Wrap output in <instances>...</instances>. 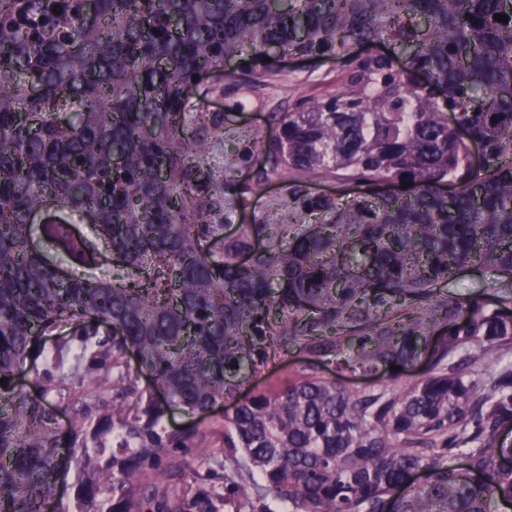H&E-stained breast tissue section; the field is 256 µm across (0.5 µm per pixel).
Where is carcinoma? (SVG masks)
I'll use <instances>...</instances> for the list:
<instances>
[{
  "instance_id": "obj_1",
  "label": "carcinoma",
  "mask_w": 512,
  "mask_h": 512,
  "mask_svg": "<svg viewBox=\"0 0 512 512\" xmlns=\"http://www.w3.org/2000/svg\"><path fill=\"white\" fill-rule=\"evenodd\" d=\"M378 42L397 53L350 52ZM273 49L341 58L349 85L272 115L248 189L288 172L362 192L307 198L308 224L292 190L288 223L226 239L206 150L224 114L189 104L203 71L257 80ZM467 267L493 298L445 290ZM289 349L288 385L238 397ZM510 352L512 0H0V512H43L60 448L82 455L58 512H491L512 503ZM328 362L426 369L350 390ZM230 399L184 480L209 437L168 414ZM72 402L83 435L57 426Z\"/></svg>"
}]
</instances>
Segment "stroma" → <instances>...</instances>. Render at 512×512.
Here are the masks:
<instances>
[{
    "instance_id": "obj_1",
    "label": "stroma",
    "mask_w": 512,
    "mask_h": 512,
    "mask_svg": "<svg viewBox=\"0 0 512 512\" xmlns=\"http://www.w3.org/2000/svg\"><path fill=\"white\" fill-rule=\"evenodd\" d=\"M348 72L341 59L295 58L280 63L274 75L253 82L241 74L205 77L211 92L192 98L191 109L224 115L223 136L211 139V160L224 165V235L235 237L239 225L264 224L278 212L292 186L288 176L271 179L258 193L247 192L260 169L257 133L273 134L272 113L292 111L303 98L321 99L343 89ZM298 350L284 353L250 380L245 392L279 389L301 366Z\"/></svg>"
}]
</instances>
